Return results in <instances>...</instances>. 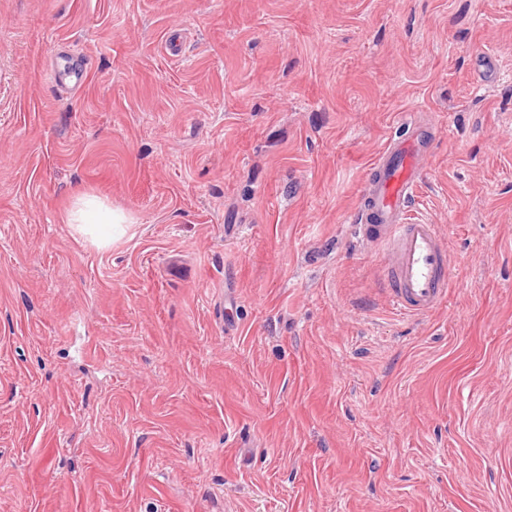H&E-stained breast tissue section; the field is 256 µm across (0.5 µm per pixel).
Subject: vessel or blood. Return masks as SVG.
<instances>
[{"mask_svg": "<svg viewBox=\"0 0 512 512\" xmlns=\"http://www.w3.org/2000/svg\"><path fill=\"white\" fill-rule=\"evenodd\" d=\"M427 155L415 123L389 138L372 164L353 222L364 245L382 247L385 293L400 314L421 317L442 306L451 288L441 225L411 222L410 203Z\"/></svg>", "mask_w": 512, "mask_h": 512, "instance_id": "obj_1", "label": "vessel or blood"}]
</instances>
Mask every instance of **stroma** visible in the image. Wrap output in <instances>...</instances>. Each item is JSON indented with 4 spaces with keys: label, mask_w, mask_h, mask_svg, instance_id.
I'll list each match as a JSON object with an SVG mask.
<instances>
[{
    "label": "stroma",
    "mask_w": 512,
    "mask_h": 512,
    "mask_svg": "<svg viewBox=\"0 0 512 512\" xmlns=\"http://www.w3.org/2000/svg\"><path fill=\"white\" fill-rule=\"evenodd\" d=\"M406 120L415 318L351 224ZM0 512H512V0H0ZM72 223L99 247L108 246L112 240L124 233L127 223L124 214L114 211L93 197H83L73 214Z\"/></svg>",
    "instance_id": "1"
}]
</instances>
